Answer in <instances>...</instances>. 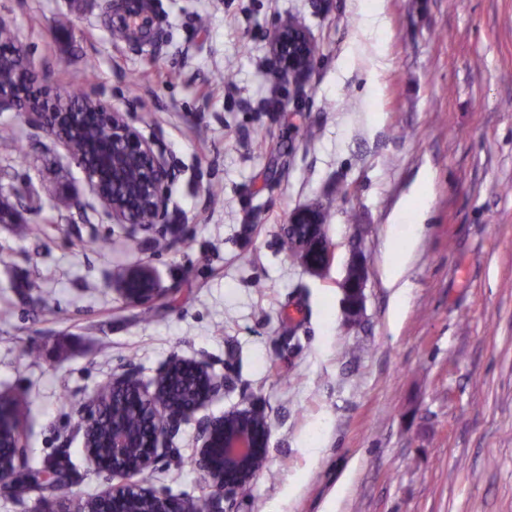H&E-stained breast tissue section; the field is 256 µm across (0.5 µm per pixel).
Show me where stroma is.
<instances>
[{
  "instance_id": "35a3bbf8",
  "label": "stroma",
  "mask_w": 512,
  "mask_h": 512,
  "mask_svg": "<svg viewBox=\"0 0 512 512\" xmlns=\"http://www.w3.org/2000/svg\"><path fill=\"white\" fill-rule=\"evenodd\" d=\"M99 3L0 0V15L54 81L95 69L100 101L165 152L171 202L165 223H113L64 144L0 112V186L19 192L0 223V394L23 404L26 473L66 463L77 499L119 484L85 451L78 405L177 354L228 378L209 413L253 405L271 426L227 512H512V0H380L379 34L369 0H147L146 40L113 36ZM291 19L321 52L298 84L269 40ZM313 205L335 248L321 276L280 246ZM422 205L398 313L387 239ZM356 240L368 278L349 329ZM143 266L163 291L149 320L118 290ZM193 434L155 490L204 494Z\"/></svg>"
}]
</instances>
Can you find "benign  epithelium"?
<instances>
[{"mask_svg":"<svg viewBox=\"0 0 512 512\" xmlns=\"http://www.w3.org/2000/svg\"><path fill=\"white\" fill-rule=\"evenodd\" d=\"M272 45L279 74L293 78L307 73L308 52L317 48L304 29H291L287 25L279 29L278 39ZM0 108L23 112L49 134L62 139L72 160L83 170L105 214L117 224L136 223L125 203L110 197L99 169L88 166L84 155L72 148L65 134L72 122V113L34 112L25 101L2 95ZM101 116L109 128L108 141L99 145L101 160L108 166L117 158L139 165L140 177L127 183L126 196L146 202L153 214V223L162 221L168 212L172 181V169L163 150L135 130L123 113L107 107ZM317 211L318 208L308 206L294 212L288 224V235L294 241V252L300 264L309 272L322 275L329 270L334 251ZM367 277L366 258L356 249L342 283L344 315L348 322L354 321L362 309ZM121 294L126 301L141 305L153 300L157 289L123 288ZM225 386L226 377L213 372L205 362L175 354L157 369L149 382L144 381L135 368L112 375V391L131 396L138 405L150 410L151 422L145 432L112 429L108 451L112 475L122 477L124 482L98 494L97 499L112 502V512H133L135 503L143 506V512H195L196 500L161 494L147 486L145 480L146 473L173 449V439L181 426L192 422L196 443L193 464L210 490V512H223L220 500L236 495L240 487L250 484L265 464L270 434L266 416L254 407L229 410L219 416H198L224 396ZM100 409L96 396L80 403L82 431L94 425ZM10 448L13 468L0 470V495L15 494L17 471L26 461L23 443L12 444Z\"/></svg>","mask_w":512,"mask_h":512,"instance_id":"obj_1","label":"benign epithelium"}]
</instances>
